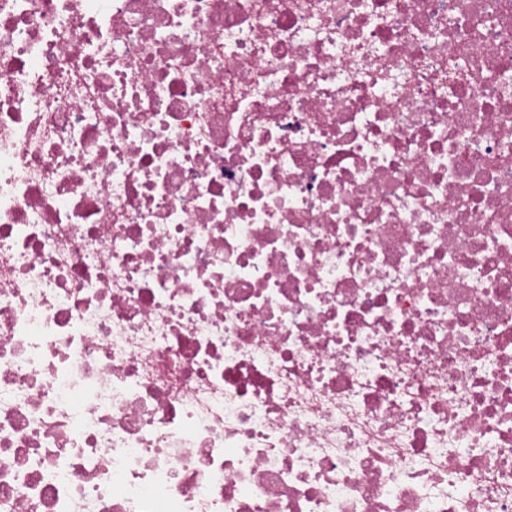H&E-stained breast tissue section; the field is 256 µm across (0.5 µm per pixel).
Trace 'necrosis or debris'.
<instances>
[{
    "mask_svg": "<svg viewBox=\"0 0 512 512\" xmlns=\"http://www.w3.org/2000/svg\"><path fill=\"white\" fill-rule=\"evenodd\" d=\"M0 512H512V0H0Z\"/></svg>",
    "mask_w": 512,
    "mask_h": 512,
    "instance_id": "1",
    "label": "necrosis or debris"
}]
</instances>
